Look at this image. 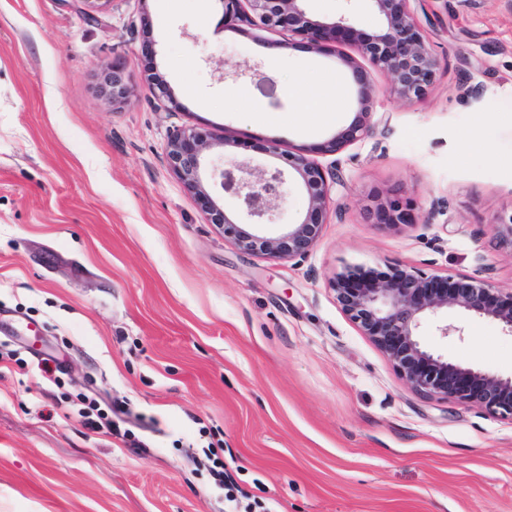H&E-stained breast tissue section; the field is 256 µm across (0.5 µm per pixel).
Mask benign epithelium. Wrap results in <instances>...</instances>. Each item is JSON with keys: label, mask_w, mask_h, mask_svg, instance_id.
I'll list each match as a JSON object with an SVG mask.
<instances>
[{"label": "benign epithelium", "mask_w": 512, "mask_h": 512, "mask_svg": "<svg viewBox=\"0 0 512 512\" xmlns=\"http://www.w3.org/2000/svg\"><path fill=\"white\" fill-rule=\"evenodd\" d=\"M308 0H223L224 18L259 33L288 31L309 42H341L351 49L337 55L352 81L360 87L358 110L351 123L329 141L332 149L349 145L373 127L374 96L368 88L367 61L388 80L390 91L403 99L424 95L434 84L439 61L414 22L411 0H368L378 20L368 35L350 18L332 22L314 20ZM106 91L112 103L121 102L130 88L123 71L109 67ZM207 136L187 128L168 146L170 166L185 187L202 202L211 223L224 227L242 251L281 260L305 257L316 245L330 196V186L320 165L303 152H288L292 176L302 184L308 210L298 224H290L277 237H266L257 226L271 221L272 201L281 195L285 173L256 170L242 162L206 173ZM217 180L224 192L235 196L246 223L234 222L213 200L206 179ZM336 302L345 316L382 352L412 390L430 399L456 400L482 407L512 420V376L463 366L425 349L417 337L422 320L449 309L496 321L512 335V288L499 291L473 277L457 279L425 276L395 268L372 275L348 269L333 280Z\"/></svg>", "instance_id": "obj_1"}]
</instances>
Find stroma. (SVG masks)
Segmentation results:
<instances>
[{"label":"stroma","mask_w":512,"mask_h":512,"mask_svg":"<svg viewBox=\"0 0 512 512\" xmlns=\"http://www.w3.org/2000/svg\"><path fill=\"white\" fill-rule=\"evenodd\" d=\"M410 7L436 83L404 100L372 72L371 132L329 152L358 107L341 44L257 39L222 0H0V512H227L204 455L217 440L230 481L269 512H512V422L414 392L332 290L349 265L512 287L495 226L512 212V0ZM308 9L378 25L367 0ZM112 64L131 88L117 106ZM254 64L275 85L259 113L237 94ZM332 69L339 97L285 94ZM190 127L212 141L210 170L287 169L275 142L323 167L330 203L307 256L244 253L210 222L167 160ZM393 200L401 224L368 217ZM272 207L268 236L308 198L292 180ZM447 322L461 334L441 335ZM418 335L512 374V335L491 320L452 309ZM82 395L118 408L121 434L64 419Z\"/></svg>","instance_id":"obj_1"}]
</instances>
